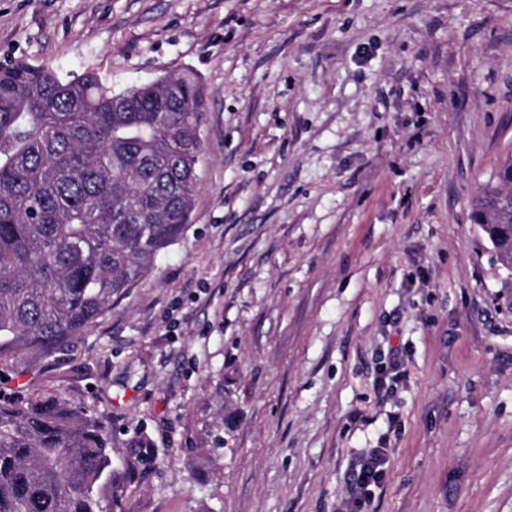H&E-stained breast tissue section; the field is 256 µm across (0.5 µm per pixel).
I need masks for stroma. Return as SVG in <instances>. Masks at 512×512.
<instances>
[{
    "label": "stroma",
    "mask_w": 512,
    "mask_h": 512,
    "mask_svg": "<svg viewBox=\"0 0 512 512\" xmlns=\"http://www.w3.org/2000/svg\"><path fill=\"white\" fill-rule=\"evenodd\" d=\"M11 58L204 83L181 239L0 364L2 395L151 439L126 512H512V310L469 206L512 154V0H0ZM387 463L385 448H376L368 457L362 459L358 477L350 488V498L358 506L366 504L372 497L370 486L378 487L385 476Z\"/></svg>",
    "instance_id": "35a3bbf8"
}]
</instances>
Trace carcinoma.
<instances>
[{"label":"carcinoma","mask_w":512,"mask_h":512,"mask_svg":"<svg viewBox=\"0 0 512 512\" xmlns=\"http://www.w3.org/2000/svg\"><path fill=\"white\" fill-rule=\"evenodd\" d=\"M205 96L192 70L112 91L94 72L0 63V363L50 358L190 223ZM512 288V156L472 198ZM153 455L121 452L64 393L0 401V512H123Z\"/></svg>","instance_id":"cac0c4a2"}]
</instances>
